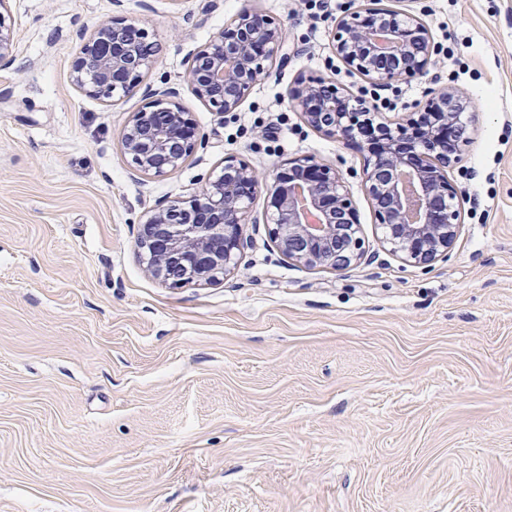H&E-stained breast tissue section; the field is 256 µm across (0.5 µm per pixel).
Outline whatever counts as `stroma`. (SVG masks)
I'll return each mask as SVG.
<instances>
[{"instance_id": "1", "label": "stroma", "mask_w": 512, "mask_h": 512, "mask_svg": "<svg viewBox=\"0 0 512 512\" xmlns=\"http://www.w3.org/2000/svg\"><path fill=\"white\" fill-rule=\"evenodd\" d=\"M10 0L0 72V512H512V0ZM411 13L438 50L381 88L402 122L449 85L469 144L448 168L463 210L446 257L392 254L362 150L288 102L303 78L372 87L331 30L372 3ZM246 6L285 36L237 111L197 100L192 55ZM126 18L156 44L142 85L175 87L199 133L160 177L120 134L143 95L106 103L70 73L81 25ZM455 35L458 80L441 47ZM313 156L345 178L366 256L296 265L266 198L223 279L173 288L136 247L148 211L187 201L225 160L271 178Z\"/></svg>"}]
</instances>
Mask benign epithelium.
Segmentation results:
<instances>
[{"mask_svg": "<svg viewBox=\"0 0 512 512\" xmlns=\"http://www.w3.org/2000/svg\"><path fill=\"white\" fill-rule=\"evenodd\" d=\"M367 19L354 11L331 30L332 43L352 69L380 85L413 80L428 72L434 46L426 26L413 16L379 8ZM72 82L88 96L111 102L133 97L153 63L148 33L134 22L103 21L78 33ZM284 47L281 28L252 8L242 9L235 29L219 32L199 50L188 70L193 95L216 112H235L268 74ZM15 62L13 38L0 29V71ZM142 107L121 133L124 154L140 173L163 176L195 151L190 113L174 101L173 88L146 90ZM349 100L333 83L303 81L289 94L290 106L311 127L340 141L359 142L360 116L377 122L382 140L367 145L363 182L390 251L418 265L447 255L461 224L457 191L448 179L464 137V98L443 88L431 105L404 123L391 125L366 104ZM265 192L267 223L281 252L294 263L342 270L363 255L360 224L343 176L314 157L279 166L271 181L246 163L224 167L199 195L154 210L140 224L137 247L151 274L173 286L215 281L237 264L252 194Z\"/></svg>", "mask_w": 512, "mask_h": 512, "instance_id": "7a95c632", "label": "benign epithelium"}]
</instances>
